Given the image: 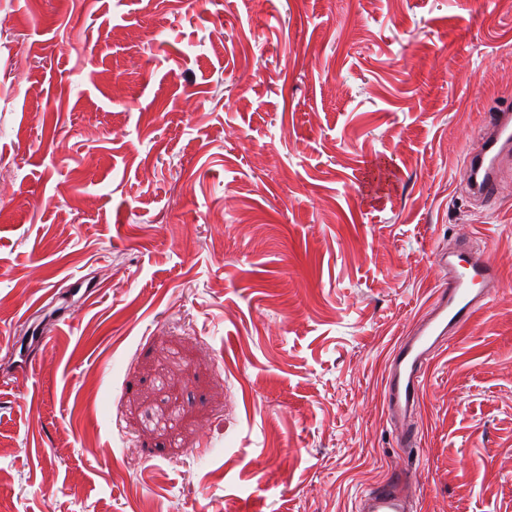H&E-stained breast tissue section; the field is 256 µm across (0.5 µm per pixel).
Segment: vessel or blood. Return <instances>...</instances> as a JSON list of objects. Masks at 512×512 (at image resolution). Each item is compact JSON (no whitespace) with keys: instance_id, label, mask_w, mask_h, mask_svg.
I'll return each mask as SVG.
<instances>
[{"instance_id":"1","label":"vessel or blood","mask_w":512,"mask_h":512,"mask_svg":"<svg viewBox=\"0 0 512 512\" xmlns=\"http://www.w3.org/2000/svg\"><path fill=\"white\" fill-rule=\"evenodd\" d=\"M512 166V107L503 106L481 126L464 167L470 197L477 203L501 197L503 174ZM436 265L444 284L437 288L429 311L409 336L399 339L386 365V408L398 424V445H417L415 416L420 408L428 367L447 338L459 334L492 297L499 275L486 252L465 237L445 252ZM403 477L386 480L359 497V512H410L411 501L403 490Z\"/></svg>"}]
</instances>
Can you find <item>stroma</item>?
<instances>
[{"instance_id": "obj_1", "label": "stroma", "mask_w": 512, "mask_h": 512, "mask_svg": "<svg viewBox=\"0 0 512 512\" xmlns=\"http://www.w3.org/2000/svg\"><path fill=\"white\" fill-rule=\"evenodd\" d=\"M508 101L512 0H0V506L512 512V190L458 179ZM461 234L502 289L401 448ZM472 240L464 237L448 252L437 253L444 284L436 289L430 310L409 336L396 342L386 360V408L397 421L401 448L417 446L419 429L414 418L435 353L447 337L463 331L499 284L495 266ZM405 477L386 480L359 496L360 512H409L411 500L404 493Z\"/></svg>"}]
</instances>
